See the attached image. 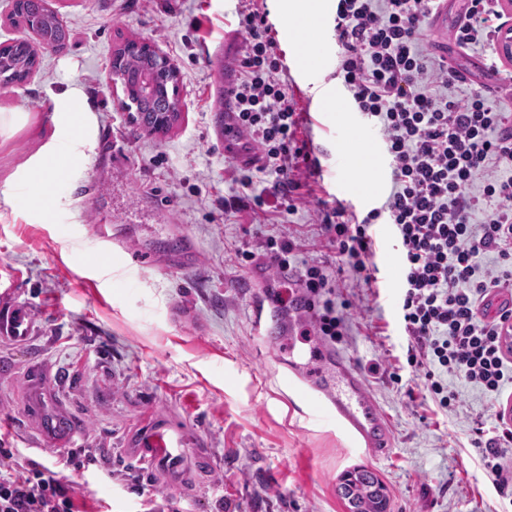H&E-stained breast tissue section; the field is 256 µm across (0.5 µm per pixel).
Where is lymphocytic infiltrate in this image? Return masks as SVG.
<instances>
[{"label":"lymphocytic infiltrate","mask_w":512,"mask_h":512,"mask_svg":"<svg viewBox=\"0 0 512 512\" xmlns=\"http://www.w3.org/2000/svg\"><path fill=\"white\" fill-rule=\"evenodd\" d=\"M439 0H336V77L356 111L381 135L391 189L366 216L340 204H318L317 224L327 245L353 271L374 281L366 261L375 249L368 229L385 218L400 245L398 319L407 337V360L423 368L429 392L445 411L463 402L446 380L453 377L499 398L512 386V359L502 345L512 308L491 313L493 294L512 293V113L493 103L512 98L465 83L428 41ZM248 43L230 91L234 135L252 155L231 179L240 194L224 200L228 214L298 211L299 191L320 174L302 111L290 93L268 24L267 0H247L238 13ZM512 18L496 0H466L452 26L461 53L481 49L486 67L498 70L494 37ZM270 181L253 191L251 172ZM297 243L289 234L268 235L245 251L246 260L282 276L276 298L299 291L307 298V335L336 343L344 320L336 312V277L312 264L293 271ZM492 432L474 420L482 466L501 489L502 450L512 445V411L496 407ZM74 453L57 452L53 466L0 448V512H87L60 473Z\"/></svg>","instance_id":"1"}]
</instances>
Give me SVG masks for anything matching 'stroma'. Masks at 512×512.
<instances>
[{
    "label": "stroma",
    "instance_id": "1",
    "mask_svg": "<svg viewBox=\"0 0 512 512\" xmlns=\"http://www.w3.org/2000/svg\"><path fill=\"white\" fill-rule=\"evenodd\" d=\"M71 30L62 50L9 24L11 0H0V42L26 36L40 65L26 82L0 86V291L25 307L27 342L0 340V441L45 465L54 458L26 407L30 374L78 428L77 454H96L100 468L67 470L90 512H149L151 495L170 512H220L218 498L242 512H348L336 487L353 468L384 485L387 512H498L495 492L473 446L471 420L490 417L493 398L457 379L463 407L439 410L424 370L406 357L398 321V252L389 225L370 228L367 260L378 279L365 284L342 267L319 235L318 200L366 215L391 188L388 163L359 171L352 148L380 137L346 98L336 97V0H310L322 18L317 64L300 60L287 82L312 113L319 182L301 192L306 204L276 224L266 212L225 214L238 187V166L215 128L217 71L237 69L245 52L236 14L241 0H48ZM153 45L179 70L181 117L157 134L122 105L110 71L122 41ZM84 112L71 111L73 97ZM64 160L62 177L36 192L32 169L48 154ZM108 225L120 246L105 245ZM288 228L300 247L296 267L337 268L336 307L346 318L338 348L365 372L388 420L394 446L384 458L362 454L326 416L289 386L284 368L254 337L250 303L273 285V272L246 262L255 241ZM182 233L197 254L186 268L166 250ZM378 373H370L375 359ZM179 430L187 448L175 483L146 467L134 449L143 431ZM152 478L137 493L107 470Z\"/></svg>",
    "mask_w": 512,
    "mask_h": 512
}]
</instances>
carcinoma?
<instances>
[{
	"mask_svg": "<svg viewBox=\"0 0 512 512\" xmlns=\"http://www.w3.org/2000/svg\"><path fill=\"white\" fill-rule=\"evenodd\" d=\"M12 20L35 32L43 42L63 48L69 31L46 0H14ZM36 65V53L26 42L0 44V82L20 83ZM112 66L120 75L127 107L137 112L136 120L152 131L169 129L179 117L175 95L176 77L163 63V57L143 50L135 41H127L114 54ZM150 73L153 87L142 93L140 77ZM341 495L348 500L349 512H385L386 497L379 482L365 471H352L341 478Z\"/></svg>",
	"mask_w": 512,
	"mask_h": 512,
	"instance_id": "carcinoma-1",
	"label": "carcinoma"
}]
</instances>
